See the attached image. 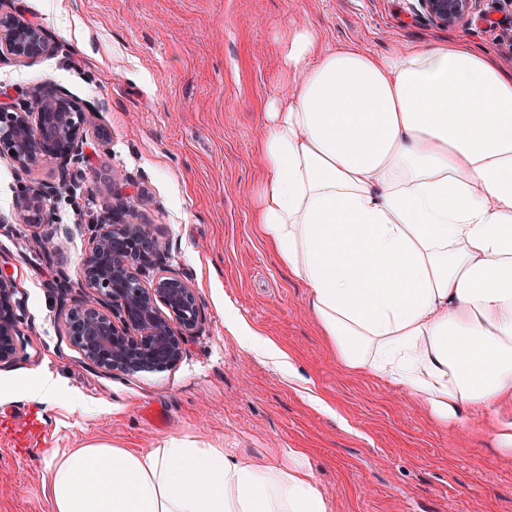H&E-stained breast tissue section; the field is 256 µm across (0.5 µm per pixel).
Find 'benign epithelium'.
<instances>
[{"instance_id":"1","label":"benign epithelium","mask_w":512,"mask_h":512,"mask_svg":"<svg viewBox=\"0 0 512 512\" xmlns=\"http://www.w3.org/2000/svg\"><path fill=\"white\" fill-rule=\"evenodd\" d=\"M416 10L443 28H467L478 21L487 34L491 14L484 0H415ZM50 49L40 27L14 15L0 14V59L34 60ZM82 113L66 91L48 86L28 98L0 104V154L28 172L40 164H57V180L24 186L16 197L19 223L37 229L36 240L46 257L72 228L53 220L51 199L73 179L68 162L88 158ZM141 201L116 194L112 211L87 225L91 247L80 262V279L61 273L59 317L70 342L96 370L126 375L176 368L186 355V341L203 325L196 291L187 278L163 266L166 251L154 225L134 223ZM165 308L164 316L160 308ZM20 301L15 280L0 269V368L17 363Z\"/></svg>"}]
</instances>
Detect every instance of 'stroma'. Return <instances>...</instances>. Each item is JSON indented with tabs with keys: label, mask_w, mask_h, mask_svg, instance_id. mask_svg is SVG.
Returning a JSON list of instances; mask_svg holds the SVG:
<instances>
[{
	"label": "stroma",
	"mask_w": 512,
	"mask_h": 512,
	"mask_svg": "<svg viewBox=\"0 0 512 512\" xmlns=\"http://www.w3.org/2000/svg\"><path fill=\"white\" fill-rule=\"evenodd\" d=\"M414 0H0V13L47 31L50 52L0 61V92L58 85L85 112L89 159L52 202L72 227L53 260L33 229L0 233V265L19 288L27 360L0 371V512H50L43 458L86 443L158 448L176 438L243 458L288 462L300 448L331 512H512V449L489 417L438 423L408 390L348 369L254 224L267 100L282 91L288 24H313L326 47L377 55L465 40L512 69V29L495 44L479 28H442ZM0 156V215L22 185ZM149 205L141 217L168 243L167 265L197 290L204 316L173 370L126 375L89 368L57 318L58 268L77 278L86 226L116 191ZM273 339L292 369H275L232 331ZM59 380L50 408L28 398Z\"/></svg>",
	"instance_id": "1"
}]
</instances>
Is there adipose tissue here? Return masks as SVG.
<instances>
[{
    "label": "adipose tissue",
    "instance_id": "adipose-tissue-1",
    "mask_svg": "<svg viewBox=\"0 0 512 512\" xmlns=\"http://www.w3.org/2000/svg\"><path fill=\"white\" fill-rule=\"evenodd\" d=\"M256 222L337 358L434 417L512 402V72L464 42L376 55L282 41ZM301 449L277 466L169 440L44 459L51 512H330Z\"/></svg>",
    "mask_w": 512,
    "mask_h": 512
}]
</instances>
